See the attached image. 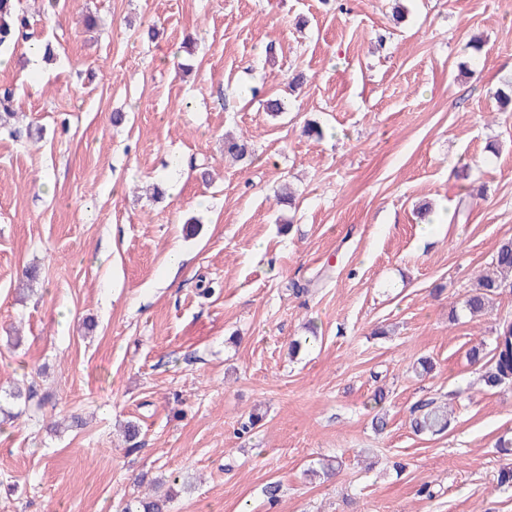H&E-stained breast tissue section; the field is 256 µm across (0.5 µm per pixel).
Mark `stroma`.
Wrapping results in <instances>:
<instances>
[{
    "instance_id": "stroma-1",
    "label": "stroma",
    "mask_w": 512,
    "mask_h": 512,
    "mask_svg": "<svg viewBox=\"0 0 512 512\" xmlns=\"http://www.w3.org/2000/svg\"><path fill=\"white\" fill-rule=\"evenodd\" d=\"M19 9L56 55L34 76L26 43L0 55L16 113L0 128V393L35 391L0 407V512H121L160 478L168 512H512L495 448L512 439V385L485 389L466 359L512 316V291L450 318L512 237V113L493 98L512 79V0ZM269 98L287 111L270 116ZM30 124L42 140L14 137ZM228 132L250 158L225 159ZM425 202L448 213L427 235ZM311 326L316 344L290 358ZM431 400L451 428L415 435ZM323 458L339 474L306 476Z\"/></svg>"
}]
</instances>
